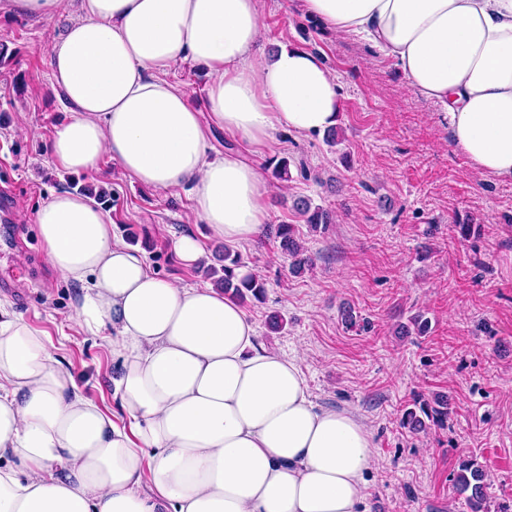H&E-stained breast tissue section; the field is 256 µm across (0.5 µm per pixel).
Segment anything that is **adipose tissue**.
Listing matches in <instances>:
<instances>
[{
    "instance_id": "adipose-tissue-1",
    "label": "adipose tissue",
    "mask_w": 512,
    "mask_h": 512,
    "mask_svg": "<svg viewBox=\"0 0 512 512\" xmlns=\"http://www.w3.org/2000/svg\"><path fill=\"white\" fill-rule=\"evenodd\" d=\"M341 36L367 37L448 119L484 177L512 180V0H303ZM50 21L51 88L66 110L47 143L58 167L181 189L212 238L254 242L270 188L222 130L262 147L334 127L336 76L303 48L260 52V0H0ZM211 76L197 110L173 66ZM35 222L48 265L85 283L73 321L108 330L112 396L82 393L70 366L0 303V512H363L374 448L363 419L313 401L298 357L264 347L239 301L155 273L95 201L62 191Z\"/></svg>"
}]
</instances>
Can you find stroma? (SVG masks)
Here are the masks:
<instances>
[{
    "label": "stroma",
    "instance_id": "35a3bbf8",
    "mask_svg": "<svg viewBox=\"0 0 512 512\" xmlns=\"http://www.w3.org/2000/svg\"><path fill=\"white\" fill-rule=\"evenodd\" d=\"M263 53L298 47L335 73L341 109L338 142L323 135L279 133L250 155L269 172L288 158L291 178L273 189L270 221L294 225L314 259L305 275L269 235L240 253L266 282L263 302L246 301L266 347L299 357L313 398L360 415L373 433L374 462L366 512H470L454 488L460 464L474 460L490 478L484 512H512V180L480 176L452 145L448 121L416 95L396 63L359 37H341L306 14L302 0H260ZM52 21L0 18V201H8L19 240L5 244L0 223V299L46 334L55 360L71 364L83 393L109 411L116 363L98 336L71 321L79 282L61 280L44 258L36 209L72 184L113 193L108 213L126 242L142 248L159 275L187 286L214 283L222 241L209 236L181 190L138 184L118 166L105 176L57 167L44 144L65 112L50 85ZM297 197L329 210L333 222L312 230L292 208ZM474 225V238L454 227ZM193 232L204 266L176 259L173 238ZM371 321L349 331L341 306ZM285 327L271 332L270 314ZM431 322L426 336H399L415 314ZM449 399L444 424L413 434L406 408Z\"/></svg>",
    "mask_w": 512,
    "mask_h": 512
}]
</instances>
